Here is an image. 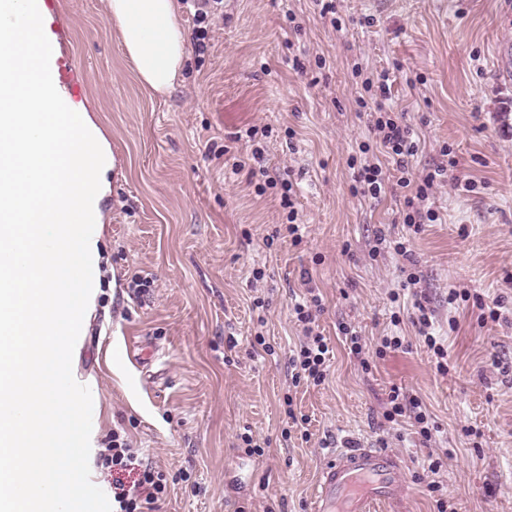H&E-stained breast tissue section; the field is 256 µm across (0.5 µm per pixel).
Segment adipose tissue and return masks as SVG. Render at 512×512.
Masks as SVG:
<instances>
[{
	"mask_svg": "<svg viewBox=\"0 0 512 512\" xmlns=\"http://www.w3.org/2000/svg\"><path fill=\"white\" fill-rule=\"evenodd\" d=\"M107 13L143 90L167 97L182 86L188 36L177 0H107Z\"/></svg>",
	"mask_w": 512,
	"mask_h": 512,
	"instance_id": "ef3b65f1",
	"label": "adipose tissue"
}]
</instances>
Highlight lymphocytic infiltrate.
I'll use <instances>...</instances> for the list:
<instances>
[{"label": "lymphocytic infiltrate", "instance_id": "f902f5d3", "mask_svg": "<svg viewBox=\"0 0 512 512\" xmlns=\"http://www.w3.org/2000/svg\"><path fill=\"white\" fill-rule=\"evenodd\" d=\"M389 79L390 74L386 71L366 78L365 86L369 96L358 99L357 105L368 111L371 128L382 149L393 159L398 176L393 181L385 179L378 163L370 159L364 160L358 168L352 192L373 198L388 192L402 194L406 208L404 222L418 228L424 222L435 218V213L428 208L427 202L432 195L437 175L430 172L417 177L410 170L409 160L416 155L418 144L413 139L411 127L387 105ZM321 306L320 298L315 295L309 301L298 302L293 306L303 338L289 359L292 385L296 386L304 381L318 385L325 379L329 346L325 337L315 328L316 314L320 312ZM383 416L390 422L409 420L421 442L427 443L432 439L431 417L422 401L413 394L393 389ZM107 459L113 470L137 469L141 472V478L134 488L127 489L123 485H116L112 494V512H156V504L166 491L163 474L143 464L134 449L117 436L112 439Z\"/></svg>", "mask_w": 512, "mask_h": 512}]
</instances>
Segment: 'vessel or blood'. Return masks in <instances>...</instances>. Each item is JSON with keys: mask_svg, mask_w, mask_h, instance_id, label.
<instances>
[{"mask_svg": "<svg viewBox=\"0 0 512 512\" xmlns=\"http://www.w3.org/2000/svg\"><path fill=\"white\" fill-rule=\"evenodd\" d=\"M52 78L59 94L77 101L80 90L73 76L71 55L60 41L52 43ZM401 467L396 456L372 447L347 448L321 469L314 512H380L402 495Z\"/></svg>", "mask_w": 512, "mask_h": 512, "instance_id": "obj_1", "label": "vessel or blood"}]
</instances>
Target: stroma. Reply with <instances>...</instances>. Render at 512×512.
<instances>
[{
  "instance_id": "1",
  "label": "stroma",
  "mask_w": 512,
  "mask_h": 512,
  "mask_svg": "<svg viewBox=\"0 0 512 512\" xmlns=\"http://www.w3.org/2000/svg\"><path fill=\"white\" fill-rule=\"evenodd\" d=\"M335 3L338 32L311 0H224L165 98L134 79L106 0H57L47 16L76 65L78 108L114 158L98 203L94 311L72 365L94 388L91 477L106 487L117 432L165 475L159 512H311L322 465L355 441L398 456L405 495L392 512H437L430 459L442 464L450 512H512V81L496 66L499 46L512 44V0ZM396 62L392 104L420 137L413 172L453 159L477 185L442 181L438 220L414 235L398 197L350 192V159L375 142L353 68ZM264 168L296 186L301 244ZM405 234L448 350L444 374L410 322L409 296L390 300L402 259L368 255L377 238ZM139 277L149 286H135ZM309 287L324 302L327 376L292 389L289 308ZM452 290L470 301L449 302ZM476 295L498 303V320H480ZM344 324L369 348V372ZM259 334L270 353L255 352ZM392 335L404 349L376 356ZM122 343L132 361H114ZM395 387L430 410L431 442L384 420ZM341 332L345 336L350 353L359 361L361 368L368 371L370 365L368 359L365 358V344L362 343V336L351 326H343Z\"/></svg>"
}]
</instances>
